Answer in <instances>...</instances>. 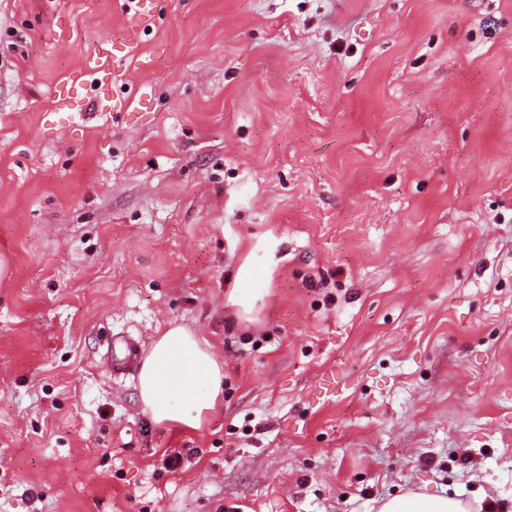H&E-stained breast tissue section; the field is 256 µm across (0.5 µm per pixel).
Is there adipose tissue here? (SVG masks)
Instances as JSON below:
<instances>
[{
	"instance_id": "1",
	"label": "adipose tissue",
	"mask_w": 512,
	"mask_h": 512,
	"mask_svg": "<svg viewBox=\"0 0 512 512\" xmlns=\"http://www.w3.org/2000/svg\"><path fill=\"white\" fill-rule=\"evenodd\" d=\"M139 397L155 424L200 430L224 399V367L190 330L169 326L142 362ZM379 512H470V505L455 496L408 492L384 501Z\"/></svg>"
}]
</instances>
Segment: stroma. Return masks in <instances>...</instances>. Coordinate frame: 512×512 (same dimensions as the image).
Wrapping results in <instances>:
<instances>
[{"instance_id": "35a3bbf8", "label": "stroma", "mask_w": 512, "mask_h": 512, "mask_svg": "<svg viewBox=\"0 0 512 512\" xmlns=\"http://www.w3.org/2000/svg\"><path fill=\"white\" fill-rule=\"evenodd\" d=\"M131 19L0 0V512H512V0H152L125 110L58 123ZM172 324L197 432L110 367ZM71 88L72 86L70 88L57 90L54 98V105L50 109V112H54L62 119L72 120L76 115L81 116V111L86 105L85 100L87 96L85 95L83 98L78 100L71 93ZM139 397L155 424L200 430L224 402V366L194 333L171 325L142 362ZM470 504L456 496L408 492L384 501L379 512H470Z\"/></svg>"}]
</instances>
